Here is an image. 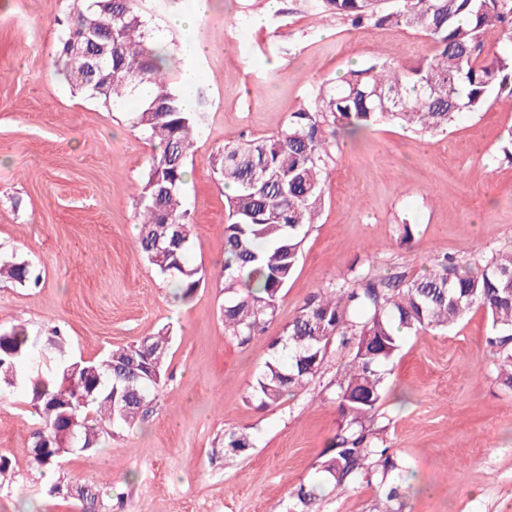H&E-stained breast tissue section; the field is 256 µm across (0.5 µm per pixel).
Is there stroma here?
Here are the masks:
<instances>
[{"mask_svg": "<svg viewBox=\"0 0 512 512\" xmlns=\"http://www.w3.org/2000/svg\"><path fill=\"white\" fill-rule=\"evenodd\" d=\"M208 0L192 29L169 27L193 0H139L168 47L206 43L195 88L197 132L184 207L191 265L205 283L187 303L140 255L136 202L154 152L132 125L135 102L105 109L55 73L70 0H0V257L26 261L38 285L0 282V329L59 328L75 358L138 343L168 328V379L149 417L103 436L60 471L27 469L40 424L23 393L0 397V458L15 482L0 512H80L49 494L57 481L95 486L110 512H288L290 490L313 481L336 435L342 354L329 348L306 388L263 408L252 386L270 346L318 289L356 277H415L450 255L477 266L512 249V104L467 114L421 136L371 128L328 165L322 210L275 318L247 346L224 335V186L218 147L276 133L312 87L349 69L433 54L423 33L355 29L312 0ZM490 319L473 308L452 329L403 336L385 368L371 427L404 464L412 512H512V389L497 381ZM250 435L244 455L215 452L225 432ZM375 482L325 496L320 512H376Z\"/></svg>", "mask_w": 512, "mask_h": 512, "instance_id": "35a3bbf8", "label": "stroma"}]
</instances>
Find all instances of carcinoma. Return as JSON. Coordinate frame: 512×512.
Returning <instances> with one entry per match:
<instances>
[{
	"label": "carcinoma",
	"instance_id": "1",
	"mask_svg": "<svg viewBox=\"0 0 512 512\" xmlns=\"http://www.w3.org/2000/svg\"><path fill=\"white\" fill-rule=\"evenodd\" d=\"M317 10L354 28L395 24L424 33L434 53L403 64L383 61L319 84L272 136L227 143L212 155L213 173L230 190L224 226V335L249 345L276 316L282 292L298 265L306 226L318 221L325 195L329 147L343 135L355 138L384 123L422 134L444 132L467 112L490 102H512V0H315ZM500 28L511 51L483 55L482 34ZM95 39L99 69L76 67L73 43ZM56 67L65 80L106 108L139 88H152L133 120L158 141L137 200L136 246L145 260L174 283L176 298L191 299L204 282L189 265L191 225L182 208L187 158L196 114L183 108L184 92L170 83L173 53L157 43L136 0H73L58 43ZM170 255L159 258L162 248ZM38 282L25 262L0 264V279ZM486 310L490 343L500 348L499 384L512 389V251L473 270L451 258L417 278H361L319 289L271 345L273 355L256 377L252 396L264 408L305 388L320 373L331 345L346 357L335 400L341 417L335 447L319 462V480L298 484L290 512H319L326 492L366 477L378 480L382 508L408 512L403 468L388 448L377 446L367 423L384 398L383 367L396 357L402 334L450 328L473 307ZM42 336L19 322L0 331V394L22 389L41 418L35 438L45 451L27 454L37 472L61 468L56 452L71 447L90 453L103 434L129 431L145 419L153 392L165 383L169 334L110 350L93 361L73 359L60 332ZM86 404L70 407L63 396ZM243 432L224 434L221 451L244 454ZM84 512L102 505L92 489L76 488Z\"/></svg>",
	"mask_w": 512,
	"mask_h": 512
}]
</instances>
